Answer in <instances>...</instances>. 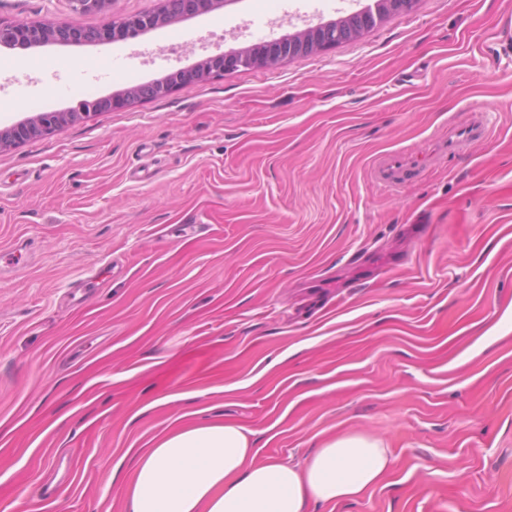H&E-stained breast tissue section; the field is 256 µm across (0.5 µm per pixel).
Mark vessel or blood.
Listing matches in <instances>:
<instances>
[{
    "instance_id": "vessel-or-blood-1",
    "label": "vessel or blood",
    "mask_w": 512,
    "mask_h": 512,
    "mask_svg": "<svg viewBox=\"0 0 512 512\" xmlns=\"http://www.w3.org/2000/svg\"><path fill=\"white\" fill-rule=\"evenodd\" d=\"M489 131V121L482 112L471 114L463 121H449L447 136L436 137L429 152L411 149L386 152L373 161L369 178L381 190L395 191L410 178L435 167L440 161L479 147L486 141Z\"/></svg>"
}]
</instances>
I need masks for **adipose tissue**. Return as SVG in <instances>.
Returning <instances> with one entry per match:
<instances>
[{
    "mask_svg": "<svg viewBox=\"0 0 512 512\" xmlns=\"http://www.w3.org/2000/svg\"><path fill=\"white\" fill-rule=\"evenodd\" d=\"M253 433L238 424L183 420L135 456L128 512H306L378 485L392 459L371 435L326 442L300 462L257 461Z\"/></svg>",
    "mask_w": 512,
    "mask_h": 512,
    "instance_id": "1",
    "label": "adipose tissue"
}]
</instances>
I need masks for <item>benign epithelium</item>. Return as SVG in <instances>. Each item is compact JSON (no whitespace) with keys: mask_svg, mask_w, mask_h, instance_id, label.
Wrapping results in <instances>:
<instances>
[{"mask_svg":"<svg viewBox=\"0 0 512 512\" xmlns=\"http://www.w3.org/2000/svg\"><path fill=\"white\" fill-rule=\"evenodd\" d=\"M71 8L78 14L95 13L107 15L112 0H69ZM416 0H381L380 9L373 15H350L344 18L345 26L354 35L375 25L376 21L391 14L410 12ZM224 0H160V7L150 13L110 20L96 29H85L78 25L50 21L9 22L0 19V46H41L49 43L82 44L108 43L134 37L141 31L169 25L185 14L216 9ZM294 44L283 47L286 39L273 43L255 44L241 48L232 57L207 58L191 71H181L169 78L135 86L126 91L124 99L153 98L168 94L172 88L188 79L205 80L216 72L230 71L236 67H273L293 53H313L336 45V33L325 26H316L293 34ZM75 120L67 112L37 113L18 126L0 129V149L15 145L31 137H42Z\"/></svg>","mask_w":512,"mask_h":512,"instance_id":"1","label":"benign epithelium"}]
</instances>
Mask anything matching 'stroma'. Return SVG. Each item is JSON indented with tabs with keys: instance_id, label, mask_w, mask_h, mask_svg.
I'll list each match as a JSON object with an SVG mask.
<instances>
[{
	"instance_id": "obj_1",
	"label": "stroma",
	"mask_w": 512,
	"mask_h": 512,
	"mask_svg": "<svg viewBox=\"0 0 512 512\" xmlns=\"http://www.w3.org/2000/svg\"><path fill=\"white\" fill-rule=\"evenodd\" d=\"M374 4L226 0L0 47V128L113 102L0 150V512H125L128 449L191 411L252 430L261 461L383 438L378 486L310 512H512V0H417L274 69L121 98ZM0 18L105 21L68 0ZM486 107L474 155L371 183L380 154ZM153 12L109 20L96 29L50 21L9 22L0 19V46H41L49 43L82 44L108 43L134 37L141 31L169 25L185 14L208 11L223 6V0H160Z\"/></svg>"
}]
</instances>
